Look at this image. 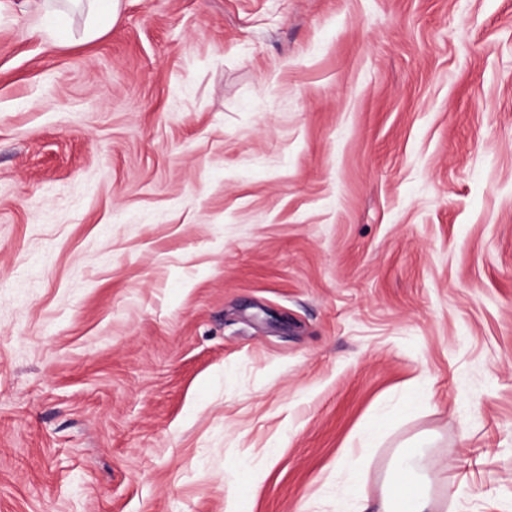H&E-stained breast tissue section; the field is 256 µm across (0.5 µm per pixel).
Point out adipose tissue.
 <instances>
[{
	"mask_svg": "<svg viewBox=\"0 0 512 512\" xmlns=\"http://www.w3.org/2000/svg\"><path fill=\"white\" fill-rule=\"evenodd\" d=\"M433 466L419 445L401 448L375 512H431Z\"/></svg>",
	"mask_w": 512,
	"mask_h": 512,
	"instance_id": "1",
	"label": "adipose tissue"
}]
</instances>
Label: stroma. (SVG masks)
Wrapping results in <instances>:
<instances>
[{
    "label": "stroma",
    "instance_id": "obj_1",
    "mask_svg": "<svg viewBox=\"0 0 512 512\" xmlns=\"http://www.w3.org/2000/svg\"><path fill=\"white\" fill-rule=\"evenodd\" d=\"M23 2L0 512H372L412 440L512 512V0ZM87 16L84 37L87 40L97 38L106 27L112 26L119 16L120 0H86Z\"/></svg>",
    "mask_w": 512,
    "mask_h": 512
}]
</instances>
